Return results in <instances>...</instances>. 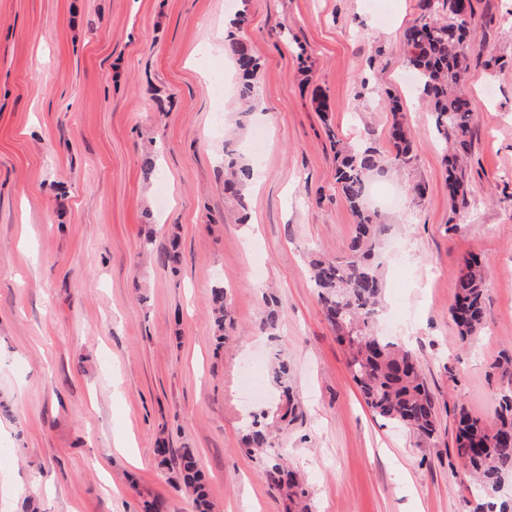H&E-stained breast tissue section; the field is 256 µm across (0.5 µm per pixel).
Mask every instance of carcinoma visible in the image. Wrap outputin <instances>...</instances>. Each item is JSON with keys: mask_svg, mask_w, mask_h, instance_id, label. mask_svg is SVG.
<instances>
[{"mask_svg": "<svg viewBox=\"0 0 512 512\" xmlns=\"http://www.w3.org/2000/svg\"><path fill=\"white\" fill-rule=\"evenodd\" d=\"M419 14L404 31V62L416 74L414 91L435 114L438 140L452 142L445 154L448 192L454 208L468 207L464 163L471 151L472 107L469 89L470 50L473 31L468 19L471 0H418ZM247 12L235 16L224 41V53L234 61L237 97L254 109L259 104L260 64L244 39ZM392 151L383 156L370 142L350 145L331 135L336 148V184L355 221L354 235L345 254L331 256L315 251L308 258L313 288L326 320L336 328L347 352L346 367L372 413L382 420L408 428L419 437L434 440L437 409L421 363L415 353L380 335L375 325L381 312L385 282L379 250L390 234L377 211L365 204L368 180L388 168L412 159L413 138L395 96H388ZM253 167L235 150L224 149V194L240 209L246 208L245 185ZM487 272L475 258H468L455 272L456 292L451 316L459 337L466 341L485 325ZM210 310L217 339L232 325L227 290L211 289ZM507 388L501 395L492 423L460 409L455 437L456 454L472 478L475 501L472 512H512V502L499 499V488L512 483V356L493 365ZM245 452L264 457L267 481L285 490L290 505L298 507L307 492L280 459L271 456V423L268 415L253 416L244 435ZM176 483L187 492L194 512H211V502L195 452L182 449L177 458Z\"/></svg>", "mask_w": 512, "mask_h": 512, "instance_id": "1", "label": "carcinoma"}]
</instances>
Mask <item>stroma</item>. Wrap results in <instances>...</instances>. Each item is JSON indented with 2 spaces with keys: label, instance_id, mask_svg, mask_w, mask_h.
<instances>
[{
  "label": "stroma",
  "instance_id": "1",
  "mask_svg": "<svg viewBox=\"0 0 512 512\" xmlns=\"http://www.w3.org/2000/svg\"><path fill=\"white\" fill-rule=\"evenodd\" d=\"M417 3L0 0V512L27 498L38 512H143L155 496L193 512L159 463L161 439L195 450L213 512H286L242 437L252 413L288 399L295 418L271 442L309 512H469L455 410L493 418L504 387L492 365L512 352V0H473L458 214L432 114L405 81ZM242 10L260 104L237 139L224 21ZM391 92L414 159L374 180L398 197L381 209L394 226L383 309L412 320L402 341L436 400L434 443L364 406L305 262L341 254L354 233L329 133L389 152ZM258 128L268 141L241 212L224 195V150L250 153ZM471 256L491 277L486 326L465 344L449 308ZM219 283L234 318L221 342L209 317ZM269 297L283 312L274 336ZM278 357L293 368L288 398L272 380Z\"/></svg>",
  "mask_w": 512,
  "mask_h": 512
}]
</instances>
